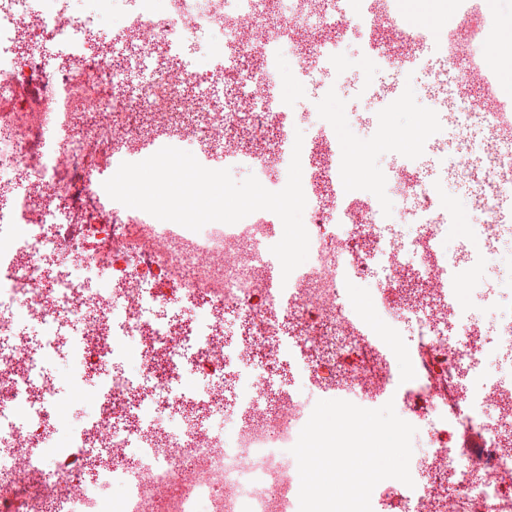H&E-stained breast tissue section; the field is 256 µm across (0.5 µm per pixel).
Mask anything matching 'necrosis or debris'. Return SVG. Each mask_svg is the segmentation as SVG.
I'll use <instances>...</instances> for the list:
<instances>
[{
  "mask_svg": "<svg viewBox=\"0 0 512 512\" xmlns=\"http://www.w3.org/2000/svg\"><path fill=\"white\" fill-rule=\"evenodd\" d=\"M118 2L0 0V88L13 92L0 111V191L9 196L0 208V333L15 342L0 354V406L25 416L24 423L0 425L11 473L0 481V505L20 490L26 512H45L55 502L65 512H97L98 487L112 486L120 490V512L153 504L161 512H299L291 449L312 413L302 395L312 384L366 409L390 402L401 414L415 407L412 424L423 428L428 451L415 465L413 486L383 484L408 512H512V384L476 370L489 352L479 319L448 289L449 280L470 286L474 279L454 274L448 261L447 201L418 214L426 227L420 236L382 237L389 209L371 188L383 176L341 164L335 123L322 113L301 150L309 255L286 283L272 285L266 271L279 264L271 248L281 238V220L212 222L197 232L178 224L169 232L152 215L112 200L93 174L112 143L124 146L125 161L139 162L144 137L184 150L202 135L222 146L225 166L254 169L266 189L281 190L295 136L273 84L302 81L313 63L347 78V33L365 38L371 67L392 61L397 43L414 57L423 33L399 40L389 0L364 11L335 0H275L282 17L276 28L266 26L253 0H139L138 10L125 13L121 33L138 43L140 63L153 77L131 101L112 93L122 75L112 54L86 49V32ZM206 27L221 57L203 66L184 60L181 46ZM308 41L312 53L296 54L285 66L287 50ZM227 69L243 76L232 116L208 94ZM182 110L203 113L202 129L178 127ZM258 112L279 133L276 157L254 145L250 120ZM73 225L100 237L102 251L82 248ZM371 260L386 280L377 298L385 317L370 323L380 353L354 329L360 310L349 290ZM173 276L180 279L174 292L157 291ZM161 305L173 317L148 318ZM230 311L249 331L229 343ZM450 320L468 337L466 351L450 346ZM405 321L422 339L419 352L398 339ZM29 323L41 330L39 348L21 332ZM70 328L75 336H67ZM328 334L343 342L325 357ZM65 345L81 367L105 377L92 396L91 421L62 449L45 433L60 390L43 370ZM124 354L142 373H161L152 391L132 376L107 373ZM275 366L287 367L299 386L282 391L271 415L259 403L271 391ZM189 370L207 377L205 391L174 390V376ZM230 383L249 422L224 437L204 426L185 433L154 416L161 404L212 416ZM121 406L137 412L132 429L113 425ZM464 435L483 437L479 456L449 454L450 439ZM73 454L79 469L50 468L51 458Z\"/></svg>",
  "mask_w": 512,
  "mask_h": 512,
  "instance_id": "4bbe7bcc",
  "label": "necrosis or debris"
}]
</instances>
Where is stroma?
<instances>
[{"instance_id": "obj_1", "label": "stroma", "mask_w": 512, "mask_h": 512, "mask_svg": "<svg viewBox=\"0 0 512 512\" xmlns=\"http://www.w3.org/2000/svg\"><path fill=\"white\" fill-rule=\"evenodd\" d=\"M463 0H392L394 15L405 16L415 24L423 25L438 34H446L449 20L460 19ZM486 17L492 24L490 36L479 50L489 57L500 78L504 91L512 92V0H486ZM346 53L351 59L349 77L337 81L332 70L311 65V74L298 84L281 83L274 90L276 97L290 104L297 115V128L309 132L317 120L318 112L334 113L336 147L339 152L382 138L387 146L368 151L366 165L382 173L383 181L375 185V192L391 208L388 224L381 232L388 238H401L423 233L424 225L414 220L425 205L422 196L405 192L394 180L396 170L415 162L420 180L429 185L436 197H453L458 207L453 213L455 230L447 242L448 258L461 270L471 267L473 256L482 253L483 244L477 240L474 224L483 220L480 207L470 194L445 173V163L436 150L437 141L449 142L452 155L476 157L483 135L480 123L465 129L439 128L436 140L423 146L412 142V128L419 113L435 112L442 98L451 96L456 70L448 69L445 58L439 54L423 52L418 63L395 61L373 70H365V50L356 34L345 37ZM447 71L449 83H431L429 71ZM393 109V119L388 126L378 124V115ZM512 233H502L497 258L487 261L480 272L476 287L463 288L459 296L467 310L478 314L482 320V334L490 343L494 362L485 364L484 370L506 382L512 381V345L504 336V327L512 317Z\"/></svg>"}]
</instances>
